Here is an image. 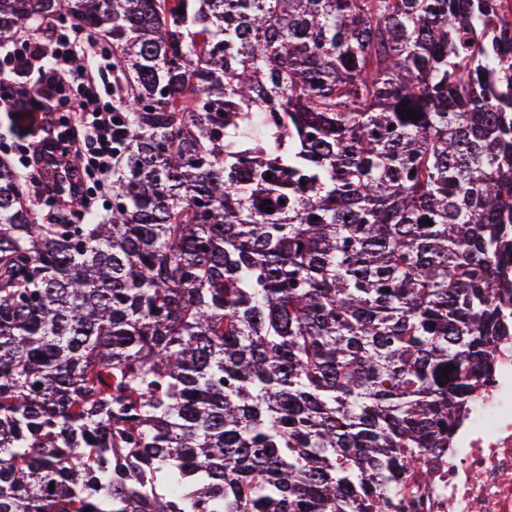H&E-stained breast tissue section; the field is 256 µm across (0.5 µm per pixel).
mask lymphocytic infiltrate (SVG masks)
<instances>
[{
  "instance_id": "obj_1",
  "label": "lymphocytic infiltrate",
  "mask_w": 512,
  "mask_h": 512,
  "mask_svg": "<svg viewBox=\"0 0 512 512\" xmlns=\"http://www.w3.org/2000/svg\"><path fill=\"white\" fill-rule=\"evenodd\" d=\"M84 40L83 30L71 26L52 30L47 41L34 31L6 44L0 54V87L14 85L19 77L31 79L28 101L43 112L46 121H53L56 104L44 75L59 77L80 91L73 109L74 147L64 159L83 189L75 199H56L62 210L89 205L95 193L111 192L112 157L124 132L112 103V49L105 41L95 40L94 62L78 66L74 60L82 52Z\"/></svg>"
}]
</instances>
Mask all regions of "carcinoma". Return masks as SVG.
Masks as SVG:
<instances>
[{
  "label": "carcinoma",
  "mask_w": 512,
  "mask_h": 512,
  "mask_svg": "<svg viewBox=\"0 0 512 512\" xmlns=\"http://www.w3.org/2000/svg\"><path fill=\"white\" fill-rule=\"evenodd\" d=\"M502 12L0 0V37L109 43L125 108L106 220L39 223L0 164V512H396L428 481L509 335Z\"/></svg>",
  "instance_id": "carcinoma-1"
}]
</instances>
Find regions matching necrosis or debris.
<instances>
[{
    "label": "necrosis or debris",
    "mask_w": 512,
    "mask_h": 512,
    "mask_svg": "<svg viewBox=\"0 0 512 512\" xmlns=\"http://www.w3.org/2000/svg\"><path fill=\"white\" fill-rule=\"evenodd\" d=\"M492 352L449 447L424 453L429 482L402 496L400 512H512V336Z\"/></svg>",
    "instance_id": "obj_1"
}]
</instances>
